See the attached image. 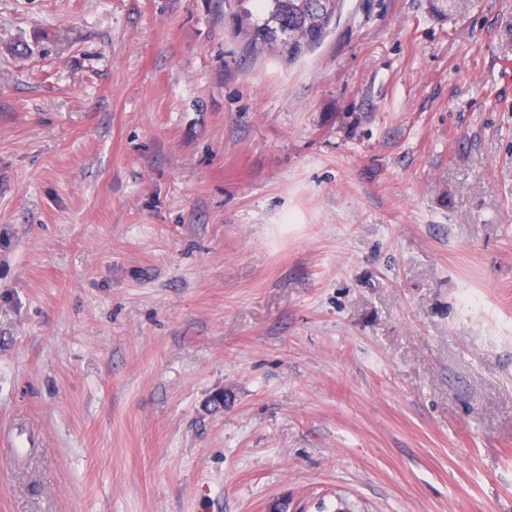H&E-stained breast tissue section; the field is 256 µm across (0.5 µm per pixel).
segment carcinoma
<instances>
[{
  "label": "carcinoma",
  "mask_w": 512,
  "mask_h": 512,
  "mask_svg": "<svg viewBox=\"0 0 512 512\" xmlns=\"http://www.w3.org/2000/svg\"><path fill=\"white\" fill-rule=\"evenodd\" d=\"M239 0L238 25L254 49L281 53L290 60L313 47L336 18L340 0H259L264 6L263 22L253 19Z\"/></svg>",
  "instance_id": "cac0c4a2"
}]
</instances>
